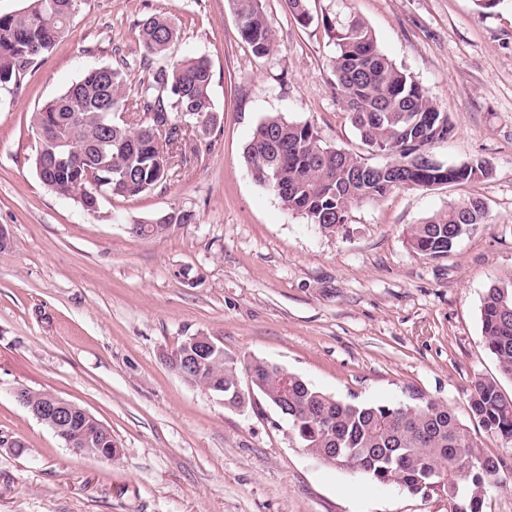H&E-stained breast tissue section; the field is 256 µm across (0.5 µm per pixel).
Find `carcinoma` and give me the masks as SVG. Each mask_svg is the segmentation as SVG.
I'll list each match as a JSON object with an SVG mask.
<instances>
[{"instance_id":"1","label":"carcinoma","mask_w":512,"mask_h":512,"mask_svg":"<svg viewBox=\"0 0 512 512\" xmlns=\"http://www.w3.org/2000/svg\"><path fill=\"white\" fill-rule=\"evenodd\" d=\"M79 0H30L25 9L0 16V84L21 77L67 32ZM239 32L257 57L270 55L275 40L263 0H228ZM302 26L315 21L308 0H286ZM336 47V87L351 125L366 152L383 158L371 165L357 154L323 144L308 122L269 115L255 128L244 160L259 186L272 191L291 212L326 233L348 222L352 208L378 202L395 189L467 184L492 176L482 159L461 164L426 165L423 155L453 135L448 113L379 48L368 24L355 15L341 21L321 18ZM139 56L88 67L61 95L31 117L38 132L36 169L42 183L74 199L86 211L103 198L137 197L166 184L180 157V143L203 138L216 128L211 99L212 68L200 54L174 60V23L160 14L139 20ZM140 67L147 81L131 86ZM132 114L124 120L119 113ZM169 124L171 137L159 141L152 130ZM486 203L468 197L410 227L408 242L423 257L440 258L467 231L485 223ZM195 215L177 210L173 220L149 231L131 225L137 236H158ZM482 337L497 360L500 375L512 380V287L491 286L481 306ZM259 383L254 390L271 404L284 402L285 417L301 447L318 457L334 452V466L357 469L380 484H396L411 494L435 492L448 498L451 512H483L487 489L500 480L501 462L478 448L468 427L445 404L418 393L399 405L347 401L326 394L302 378L279 381L277 364L245 361L223 354L191 382L212 390L229 384L243 367ZM470 419L512 444V397L499 381L478 379L469 399ZM448 478L428 489V474Z\"/></svg>"}]
</instances>
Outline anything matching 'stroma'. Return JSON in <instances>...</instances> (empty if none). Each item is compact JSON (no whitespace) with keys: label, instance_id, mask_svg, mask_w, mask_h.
I'll return each mask as SVG.
<instances>
[{"label":"stroma","instance_id":"obj_1","mask_svg":"<svg viewBox=\"0 0 512 512\" xmlns=\"http://www.w3.org/2000/svg\"><path fill=\"white\" fill-rule=\"evenodd\" d=\"M309 8L365 20L448 113L454 134L436 158L485 160L492 177L398 189L322 232L258 186L243 158L270 115L358 150L321 24L301 26L285 0H264L276 48L259 58L227 0H81L45 60L0 85V225L11 232L0 250V512H449L437 494L324 463L272 405L225 408L166 361L185 337L216 336L226 353L283 365L327 394L398 405L415 390L464 423L476 379H499L512 396L480 319L488 288L512 286V0L484 14L474 0ZM151 14L176 25L173 58H210L221 123L201 163L90 213L41 182L31 116L115 49L137 54L135 25ZM470 195L486 203L485 224L447 256L417 255L407 228ZM175 209L194 223L150 238L128 231ZM19 387L86 409L111 430L112 459L67 448L16 400ZM471 433L504 463L484 512H512V446Z\"/></svg>","mask_w":512,"mask_h":512}]
</instances>
